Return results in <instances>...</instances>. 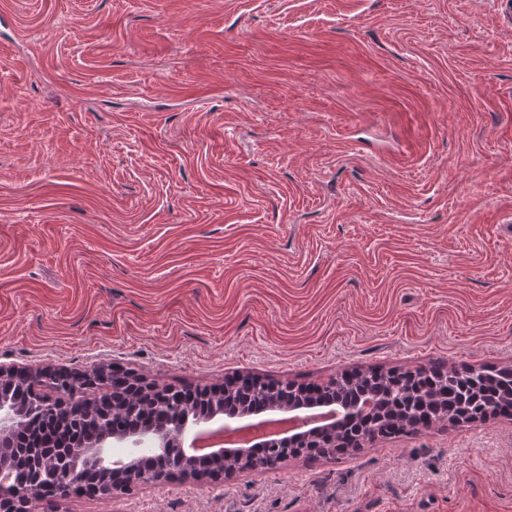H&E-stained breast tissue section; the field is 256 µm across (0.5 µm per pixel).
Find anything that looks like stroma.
Returning a JSON list of instances; mask_svg holds the SVG:
<instances>
[{"label":"stroma","mask_w":512,"mask_h":512,"mask_svg":"<svg viewBox=\"0 0 512 512\" xmlns=\"http://www.w3.org/2000/svg\"><path fill=\"white\" fill-rule=\"evenodd\" d=\"M0 364L203 388L512 366L496 0H0ZM37 512H512V419Z\"/></svg>","instance_id":"1"}]
</instances>
